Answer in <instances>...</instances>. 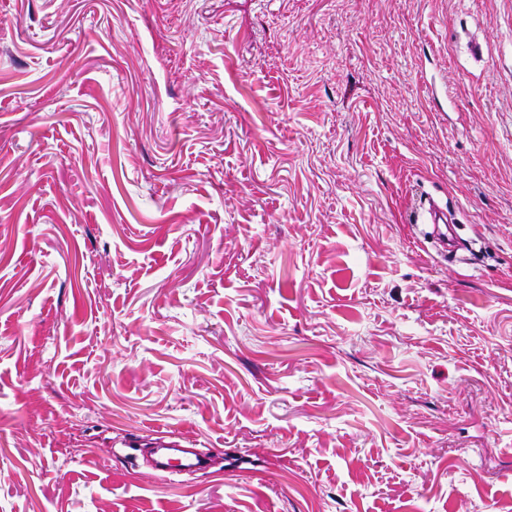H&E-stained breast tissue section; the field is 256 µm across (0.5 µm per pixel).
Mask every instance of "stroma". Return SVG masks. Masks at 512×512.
Here are the masks:
<instances>
[{
	"label": "stroma",
	"instance_id": "stroma-1",
	"mask_svg": "<svg viewBox=\"0 0 512 512\" xmlns=\"http://www.w3.org/2000/svg\"><path fill=\"white\" fill-rule=\"evenodd\" d=\"M163 435L217 465L112 451ZM508 471L512 0H0V512H512ZM410 224H431L432 233L440 241L442 248L448 256L457 249V241L453 225L448 222L447 210L441 209L435 204L420 199L418 205L412 208L409 215ZM175 446L171 445V447H168L169 449H174L179 452H181L180 456L176 459H172L171 457L167 455H162L159 457L156 464L152 467V470L160 475H173L174 473H179L180 471L174 467H172V460L177 461L178 466H182L188 469H194V470H203L204 464L190 455L187 454V450L189 448H174Z\"/></svg>",
	"mask_w": 512,
	"mask_h": 512
}]
</instances>
